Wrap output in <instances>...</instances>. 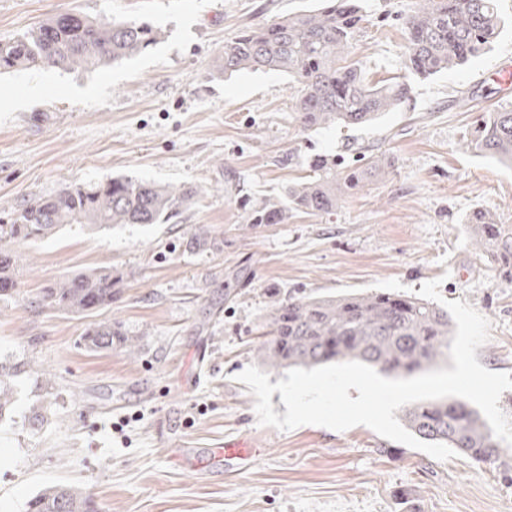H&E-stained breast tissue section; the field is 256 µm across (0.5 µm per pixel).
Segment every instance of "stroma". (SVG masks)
I'll list each match as a JSON object with an SVG mask.
<instances>
[{
    "label": "stroma",
    "mask_w": 512,
    "mask_h": 512,
    "mask_svg": "<svg viewBox=\"0 0 512 512\" xmlns=\"http://www.w3.org/2000/svg\"><path fill=\"white\" fill-rule=\"evenodd\" d=\"M318 0H0V41L67 12L146 21L159 42L93 71L0 75V219L34 196L132 177L197 188L170 224L72 225L15 245L21 293L0 300V362L15 365V404L0 418V512H24L49 484L89 491L103 512H512V468L439 461L366 426L339 432L259 425L236 377L260 365L274 300L311 294H403L441 279L447 300L491 323L478 362L512 372V285L479 261L466 216L512 224V167L465 144L486 113L512 108L492 68L512 66L504 28L465 66L411 78L409 101L359 129L301 131L287 76L218 74L213 60L247 26L311 11ZM351 57L377 82L403 73L404 18L414 0H361ZM467 107H458L460 98ZM389 157V174L336 211L251 224L250 205L309 173L319 154ZM209 243L195 248L193 234ZM112 268L124 288L104 311L134 354L93 353L86 319L26 298L81 270ZM243 438L258 453L239 476L177 467L181 448Z\"/></svg>",
    "instance_id": "stroma-1"
}]
</instances>
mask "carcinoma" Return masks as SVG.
Returning <instances> with one entry per match:
<instances>
[{
    "mask_svg": "<svg viewBox=\"0 0 512 512\" xmlns=\"http://www.w3.org/2000/svg\"><path fill=\"white\" fill-rule=\"evenodd\" d=\"M364 21L358 0H324L321 8L246 27L215 61L226 76L240 71H276L296 92L293 112L304 131L338 125L359 128L402 105L411 94L410 77L450 71L476 57L495 40L502 24L496 0H416L404 21L405 75L374 83L350 58L354 35ZM160 38L147 22H100L83 14H62L36 29L0 41V74L32 68L96 71L140 54ZM471 150L512 165V109L489 113L470 139ZM387 158L363 156V163H336L318 155L310 175L263 200L248 214L250 224H284L288 214L336 210L343 196L388 174ZM196 192L127 177L70 185L35 197L0 224V298L19 293L11 245L38 242L66 224H167L188 209ZM472 244L512 285V224H498L483 209L468 218ZM121 277L112 269L66 276L40 289L29 301L89 318L112 306ZM269 330L259 351L274 370L360 361L395 378H408L444 361L453 324L443 307L412 295L375 292L290 297L273 305ZM82 340L91 351L135 345L119 324L92 321ZM9 369L0 363V417L14 406ZM406 427L418 437L443 443L476 462L495 464L503 449L480 413L466 402L436 399L403 410ZM25 512H100L96 500L71 486L53 485L34 494Z\"/></svg>",
    "mask_w": 512,
    "mask_h": 512,
    "instance_id": "carcinoma-1",
    "label": "carcinoma"
}]
</instances>
